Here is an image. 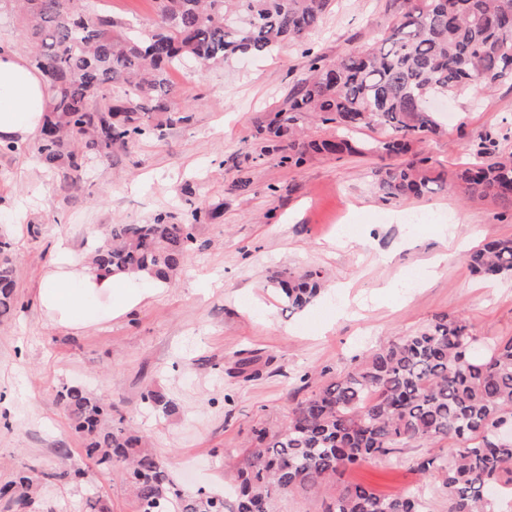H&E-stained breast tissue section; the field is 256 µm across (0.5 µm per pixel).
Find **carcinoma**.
I'll use <instances>...</instances> for the list:
<instances>
[{"instance_id":"obj_1","label":"carcinoma","mask_w":512,"mask_h":512,"mask_svg":"<svg viewBox=\"0 0 512 512\" xmlns=\"http://www.w3.org/2000/svg\"><path fill=\"white\" fill-rule=\"evenodd\" d=\"M24 14L22 36L40 44L33 65L51 99L36 141L40 164L69 186L95 158L181 120L168 71L188 59L206 66L241 55L269 53L302 42L318 28L332 0H155L157 22L136 30L99 13L89 0H14ZM512 0H402L389 27L365 49L336 59L305 53L307 69L281 106L257 126L264 151L300 167L315 154L396 159L375 170L391 198L420 197L444 182L414 145L440 133L431 101L438 96L489 92L512 79ZM315 118L336 125L332 139L302 140ZM378 126L373 142L350 132ZM453 187L469 197H491L512 209V157L484 144L477 162L455 172ZM216 210L195 208L188 224H114L110 241L89 254L100 270L148 275L169 283L197 247L196 228ZM487 279L512 276V237L488 241L468 256ZM288 309L299 311L323 288L319 271L278 276ZM13 249L0 236V317L17 307ZM479 338L461 316L440 313L407 336L365 355L347 373L311 391L275 432L253 431L246 454L232 463V496L187 492L169 476L144 437L112 419V403L80 385L58 399L85 438L96 465L122 467L139 512H276L282 494L333 484L323 512H424L419 489L383 496L342 480L346 471L411 445L446 443L451 457L418 458L411 469L438 475L447 512H504L489 488L512 491V441L497 438L512 425V336L477 350ZM154 410L169 402L151 388L142 396ZM34 478L21 472L0 486L18 506L33 502Z\"/></svg>"}]
</instances>
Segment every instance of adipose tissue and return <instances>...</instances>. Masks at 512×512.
Listing matches in <instances>:
<instances>
[{
    "instance_id": "adipose-tissue-1",
    "label": "adipose tissue",
    "mask_w": 512,
    "mask_h": 512,
    "mask_svg": "<svg viewBox=\"0 0 512 512\" xmlns=\"http://www.w3.org/2000/svg\"><path fill=\"white\" fill-rule=\"evenodd\" d=\"M50 93L43 75L10 49L0 51V143L18 144L37 133ZM147 277L105 274L86 259L59 250L42 280L36 301L56 325L79 329L123 315L162 288Z\"/></svg>"
}]
</instances>
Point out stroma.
<instances>
[{
    "label": "stroma",
    "mask_w": 512,
    "mask_h": 512,
    "mask_svg": "<svg viewBox=\"0 0 512 512\" xmlns=\"http://www.w3.org/2000/svg\"><path fill=\"white\" fill-rule=\"evenodd\" d=\"M113 18L140 27L157 19L155 0H94ZM399 0H334L303 43L240 57L212 68L171 71L182 121L162 135L113 148L70 193L35 159V141L0 152V234L15 253L18 304L0 318V484L18 472L80 468L82 483L47 481L30 512H85L96 493L106 512H138L120 469L91 463L57 400L77 383L112 401L126 426L187 490H227L225 457H240L254 429L274 432L314 385L347 372L368 348L387 345L433 315H464L479 338L512 336V277L474 275L468 250L512 236V213L490 198L445 187L418 198H390L376 185V157L316 156L300 168L260 151L256 128L304 73L305 49L329 58L361 50L391 21ZM444 135L419 144L446 176L477 158L480 137L512 156V81L479 101L459 96L439 114ZM216 208L200 225V247L178 278L130 313L71 329L48 323L34 295L65 242L82 256L114 224L186 223L195 207ZM450 212L454 223L409 227L407 213ZM467 251H458L459 243ZM449 259L431 261L439 252ZM319 270V297L289 311L270 276ZM251 359L259 374L240 367ZM154 389L167 412L145 406ZM410 446L346 472L348 482L390 495L423 487L427 512H446L437 481L409 471L408 460L435 456Z\"/></svg>",
    "instance_id": "35a3bbf8"
}]
</instances>
